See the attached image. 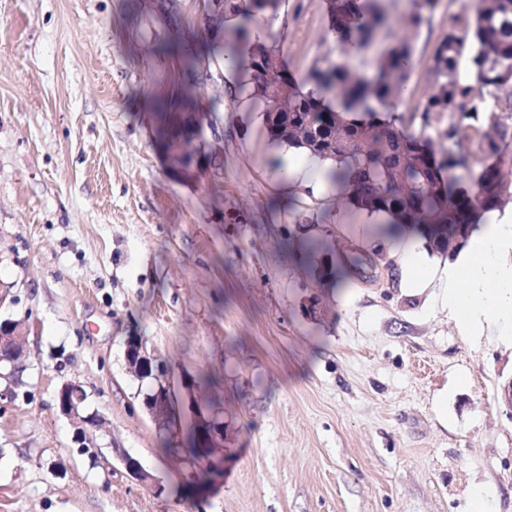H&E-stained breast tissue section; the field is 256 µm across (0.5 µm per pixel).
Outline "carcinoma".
Returning a JSON list of instances; mask_svg holds the SVG:
<instances>
[{"label": "carcinoma", "mask_w": 512, "mask_h": 512, "mask_svg": "<svg viewBox=\"0 0 512 512\" xmlns=\"http://www.w3.org/2000/svg\"><path fill=\"white\" fill-rule=\"evenodd\" d=\"M280 2L224 0L227 59L233 64L243 60L248 74L240 90L265 101L266 111L285 113L288 127L298 130L285 140L271 129L274 140L335 162L321 177L350 204L390 217L392 228H416L430 242L459 229L470 238L477 214L512 200V180L506 179L498 147L512 122V92L503 106L490 111H482L476 101L484 88L512 87V0H475L473 18H456L436 45L434 82L417 108L421 126L430 127L447 113L458 121L437 131L434 139L408 130L400 117H380L377 107L402 93L414 39L440 0H411L396 23L384 0H331L329 24L341 58L315 62L307 89L288 74L276 46L250 39L249 24L275 15ZM468 35L473 84L459 70ZM369 51L374 52L370 71L353 69L350 56ZM463 140L476 141L477 150L453 151ZM458 168L470 170L469 178L458 175ZM192 381L218 401L219 387L210 373L201 371ZM163 442L166 455L195 459L204 453L190 441L185 447L166 438Z\"/></svg>", "instance_id": "carcinoma-1"}]
</instances>
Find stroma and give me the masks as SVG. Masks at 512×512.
<instances>
[{"mask_svg":"<svg viewBox=\"0 0 512 512\" xmlns=\"http://www.w3.org/2000/svg\"><path fill=\"white\" fill-rule=\"evenodd\" d=\"M210 0H0V321L21 320L25 385L0 402V512H512V342L458 326L407 284L380 216L325 180L293 181L264 105L207 51ZM474 0H442L415 40L409 118L434 48ZM296 81L336 59L328 0L262 22ZM221 167L181 178L155 97L188 81ZM326 248L306 257L309 238ZM368 258L358 274L354 257ZM184 394L221 380L224 480L179 493L124 357L129 337ZM75 380L100 423L74 441L55 395ZM123 449L159 482L135 481Z\"/></svg>","mask_w":512,"mask_h":512,"instance_id":"1","label":"stroma"}]
</instances>
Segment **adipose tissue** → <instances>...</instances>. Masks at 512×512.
Instances as JSON below:
<instances>
[{"instance_id":"obj_1","label":"adipose tissue","mask_w":512,"mask_h":512,"mask_svg":"<svg viewBox=\"0 0 512 512\" xmlns=\"http://www.w3.org/2000/svg\"><path fill=\"white\" fill-rule=\"evenodd\" d=\"M440 286L463 327L512 337V212L490 211L444 270Z\"/></svg>"}]
</instances>
